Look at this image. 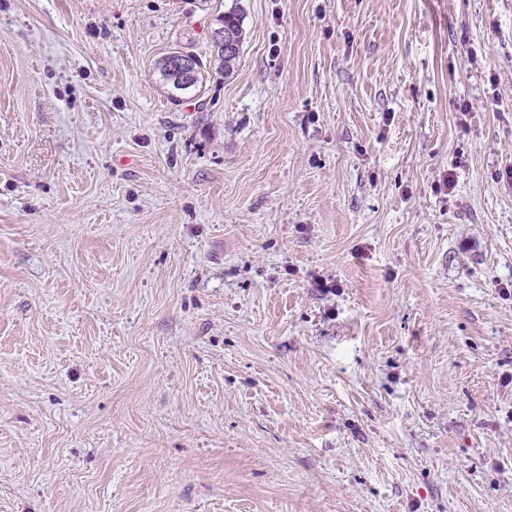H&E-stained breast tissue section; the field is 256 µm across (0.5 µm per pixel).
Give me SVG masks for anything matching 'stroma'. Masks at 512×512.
<instances>
[{"label": "stroma", "instance_id": "stroma-1", "mask_svg": "<svg viewBox=\"0 0 512 512\" xmlns=\"http://www.w3.org/2000/svg\"><path fill=\"white\" fill-rule=\"evenodd\" d=\"M511 168L512 0H0V512H512ZM216 20L224 22V29L222 26L213 27L211 30L212 40L218 43H222L224 41V44L220 45L215 42L212 43L210 60H207L206 58L204 61L201 55L197 54L188 46L178 45L173 48L174 50H184L191 56H194L200 67L197 77L190 78L188 81H184L183 83L180 81H172L167 74L161 73L163 77L162 79L160 77L162 85L166 89L168 98L175 105H179L184 99L203 98L206 82L208 77L211 75V71H214L215 74L220 76L229 75L234 72L240 60V51L244 42V18L241 10L237 7L231 8L224 13L218 14ZM224 30L232 34L238 44V52L233 59L224 58V55H232L235 48L233 39L226 34Z\"/></svg>", "mask_w": 512, "mask_h": 512}]
</instances>
